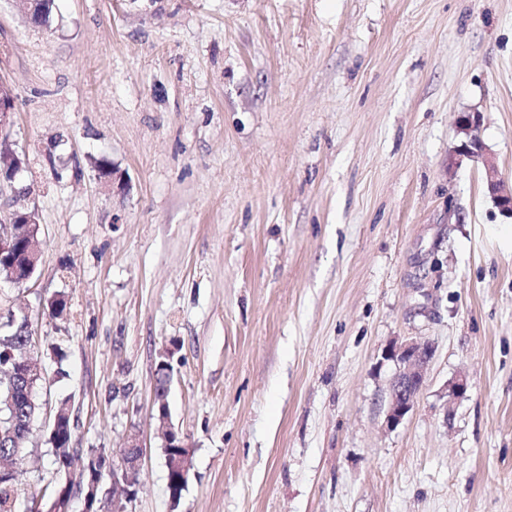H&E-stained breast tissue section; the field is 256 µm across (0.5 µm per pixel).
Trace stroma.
Masks as SVG:
<instances>
[{"label":"stroma","mask_w":512,"mask_h":512,"mask_svg":"<svg viewBox=\"0 0 512 512\" xmlns=\"http://www.w3.org/2000/svg\"><path fill=\"white\" fill-rule=\"evenodd\" d=\"M0 80L42 243L0 278L43 375L16 512L64 402L82 454L142 433L128 512H512V220L448 168L476 109L512 179V0H0ZM398 340L435 354L390 429ZM164 402L167 405V413H168V417L165 419L164 422H162L163 424L161 425L162 429H163L164 453H165V448H183V450H179L177 453H173L172 455L165 453V465H166L169 476H171L172 478L174 477L175 483L182 484L183 479L186 478V476H187L184 486L179 490V493H178L179 496L175 499H173V498H171V496H169L171 498V500L179 501L182 496V492L185 490V488L188 484V481H189V478L191 475V471L193 468V466L191 465V468L187 475V471L189 469V461L192 458L191 449L187 445V443L185 441V437H183L178 431H176L174 429V427L170 424V420H169L170 417H169V410H168V398H166V400ZM170 427L172 428L173 436L169 437V443H168L165 438V432L167 430H169ZM177 436L181 437L182 443H178V444L174 443L171 445V441L174 438H176Z\"/></svg>","instance_id":"1"}]
</instances>
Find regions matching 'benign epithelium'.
<instances>
[{
  "instance_id": "7a95c632",
  "label": "benign epithelium",
  "mask_w": 512,
  "mask_h": 512,
  "mask_svg": "<svg viewBox=\"0 0 512 512\" xmlns=\"http://www.w3.org/2000/svg\"><path fill=\"white\" fill-rule=\"evenodd\" d=\"M13 110L12 94L3 84L0 86V133L3 135L8 134L11 127ZM456 124L460 145L448 154V170H456L470 161L481 164L485 171L487 196L502 215L512 219V182L505 181L499 175L496 158L482 140V113L475 109L461 112L457 116ZM17 173L16 168L7 173L0 171V258L11 252L17 243L12 232L13 225L38 223L36 209L28 204L30 189L15 185ZM40 254V241L35 238L27 251L24 275L16 272L10 277V281L19 284L30 279L36 271ZM434 353L432 344L417 341H394L383 349V358L394 361L398 366L390 384V401L385 416L387 428H397L413 408L417 396L425 386V374ZM171 446L180 448V451L165 455V465L169 476L174 478L175 483L181 484L187 476L191 449L185 442L164 443L166 448ZM126 447L134 449V459L130 461L122 457L112 464V469L106 472V476L90 481L84 501L88 502L102 492L103 483L108 478L112 481V488L117 491L112 496V512H128L127 503L136 497L139 488L142 457L139 433L129 434Z\"/></svg>"
}]
</instances>
